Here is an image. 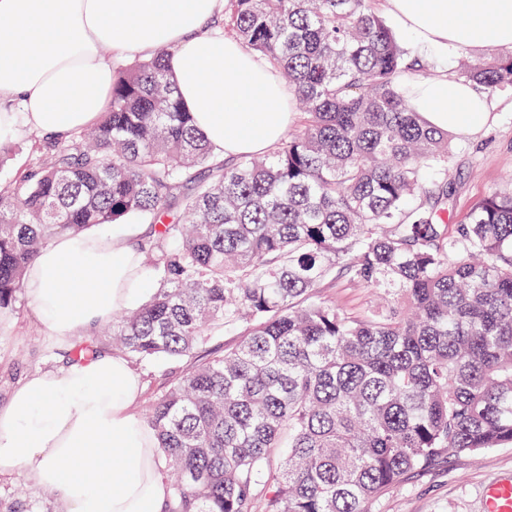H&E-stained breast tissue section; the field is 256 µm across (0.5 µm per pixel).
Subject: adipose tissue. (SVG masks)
<instances>
[{
    "instance_id": "ef3b65f1",
    "label": "adipose tissue",
    "mask_w": 512,
    "mask_h": 512,
    "mask_svg": "<svg viewBox=\"0 0 512 512\" xmlns=\"http://www.w3.org/2000/svg\"><path fill=\"white\" fill-rule=\"evenodd\" d=\"M396 25L445 51L512 48V0H384ZM224 0H0V140L24 127L66 138L94 126L112 100L107 49H172L178 93L217 154L266 153L294 119L287 85L239 42L205 25ZM411 104L433 127L477 134L489 106L475 86L438 75ZM133 229L58 236L24 288L56 336H86L150 298ZM139 377L118 354L34 374L0 410V474L25 471L66 512H163L169 488L151 427L132 407Z\"/></svg>"
}]
</instances>
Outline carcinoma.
Wrapping results in <instances>:
<instances>
[{"label":"carcinoma","mask_w":512,"mask_h":512,"mask_svg":"<svg viewBox=\"0 0 512 512\" xmlns=\"http://www.w3.org/2000/svg\"><path fill=\"white\" fill-rule=\"evenodd\" d=\"M368 2L226 0L224 32L301 112L267 154H216L164 51L0 190V311L57 235L153 224L139 251L158 287L112 336L133 362L191 361L147 419L164 512H368L440 459L512 443V191L448 224L451 136L412 109L424 65ZM459 79L512 86V51ZM332 274L380 309L319 296ZM224 330L238 341L194 363Z\"/></svg>","instance_id":"obj_1"}]
</instances>
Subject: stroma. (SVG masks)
Here are the masks:
<instances>
[{
	"mask_svg": "<svg viewBox=\"0 0 512 512\" xmlns=\"http://www.w3.org/2000/svg\"><path fill=\"white\" fill-rule=\"evenodd\" d=\"M490 118L474 136L454 139L455 194L452 223H463L470 210L488 194L502 189L512 176V87L487 94ZM42 137L22 129L12 138V149L0 163V184L33 166L43 153ZM72 342L57 339L39 322L26 293L13 307L0 312V409H6L14 391L39 371L60 368L71 357ZM185 368L178 360L135 364L142 382L133 406L145 416L156 395L170 386ZM500 474L512 475V445L474 456L461 453L440 460L393 486L369 512H483L486 484ZM31 512H64L55 493L39 495L23 471L0 475V512H10L18 501Z\"/></svg>",
	"mask_w": 512,
	"mask_h": 512,
	"instance_id": "35a3bbf8",
	"label": "stroma"
}]
</instances>
